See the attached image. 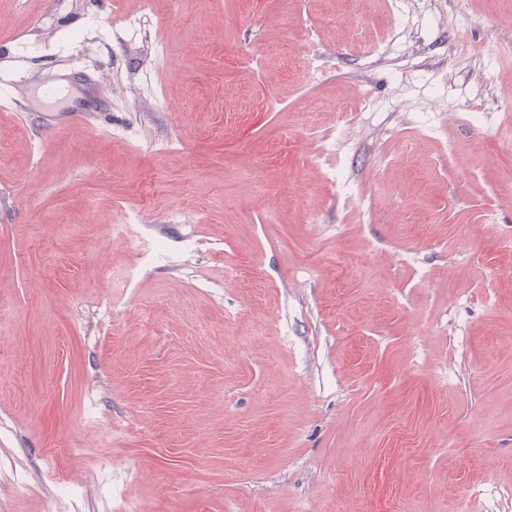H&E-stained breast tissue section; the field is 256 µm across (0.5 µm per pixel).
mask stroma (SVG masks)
<instances>
[{
	"instance_id": "stroma-1",
	"label": "stroma",
	"mask_w": 512,
	"mask_h": 512,
	"mask_svg": "<svg viewBox=\"0 0 512 512\" xmlns=\"http://www.w3.org/2000/svg\"><path fill=\"white\" fill-rule=\"evenodd\" d=\"M401 12L0 0V88L110 104L0 101V459L87 512H512V0ZM64 80L61 76L42 77L35 81L19 79L11 85V93L12 95H17L21 92L27 93L29 87H35L41 92L43 97L52 99L61 92L62 86L66 84Z\"/></svg>"
}]
</instances>
